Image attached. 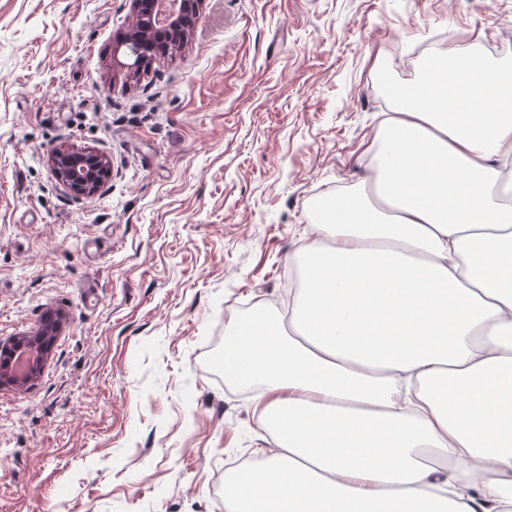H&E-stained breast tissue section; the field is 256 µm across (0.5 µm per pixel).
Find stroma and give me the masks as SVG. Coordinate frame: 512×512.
I'll use <instances>...</instances> for the list:
<instances>
[{"instance_id": "35a3bbf8", "label": "stroma", "mask_w": 512, "mask_h": 512, "mask_svg": "<svg viewBox=\"0 0 512 512\" xmlns=\"http://www.w3.org/2000/svg\"><path fill=\"white\" fill-rule=\"evenodd\" d=\"M131 0H0V340L61 326L0 387V512H225L268 435L224 376V328L285 298L313 206L366 179L447 32L512 64V0H203L187 40L114 67ZM112 164L77 198L49 157Z\"/></svg>"}]
</instances>
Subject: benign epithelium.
I'll return each mask as SVG.
<instances>
[{
	"instance_id": "1",
	"label": "benign epithelium",
	"mask_w": 512,
	"mask_h": 512,
	"mask_svg": "<svg viewBox=\"0 0 512 512\" xmlns=\"http://www.w3.org/2000/svg\"><path fill=\"white\" fill-rule=\"evenodd\" d=\"M133 12L145 14L151 20V28L163 32H170L179 28H188L193 16L197 15L201 0H177L178 12L167 22L156 20L157 5L160 0H132ZM149 33L134 34L126 32L113 43V62L116 66L128 71L143 70L149 63L148 51ZM124 55L126 61L119 60ZM51 168L60 185L74 196H93L101 192L112 180V165L102 152L96 150H75L61 147L50 155ZM56 323L49 319L41 330L34 336H18L3 344L0 342V351L13 354L19 349L27 347L37 350L40 357L36 362L19 373L6 359L0 360V386L26 387L31 385L40 376L43 368L45 354L54 340Z\"/></svg>"
}]
</instances>
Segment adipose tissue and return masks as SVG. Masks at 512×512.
<instances>
[{
    "instance_id": "1",
    "label": "adipose tissue",
    "mask_w": 512,
    "mask_h": 512,
    "mask_svg": "<svg viewBox=\"0 0 512 512\" xmlns=\"http://www.w3.org/2000/svg\"><path fill=\"white\" fill-rule=\"evenodd\" d=\"M391 85L378 200L314 208L280 322L227 330L224 374L272 440L225 512H512V83L471 46Z\"/></svg>"
}]
</instances>
